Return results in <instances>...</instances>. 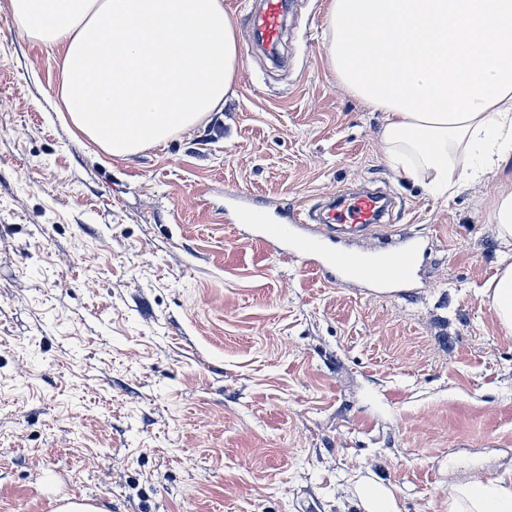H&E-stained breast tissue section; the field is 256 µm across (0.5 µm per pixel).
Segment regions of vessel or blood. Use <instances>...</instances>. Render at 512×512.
Segmentation results:
<instances>
[{
	"label": "vessel or blood",
	"mask_w": 512,
	"mask_h": 512,
	"mask_svg": "<svg viewBox=\"0 0 512 512\" xmlns=\"http://www.w3.org/2000/svg\"><path fill=\"white\" fill-rule=\"evenodd\" d=\"M282 0H264L263 9L253 18L252 25L267 45L280 40ZM228 208L253 223L262 238L281 246L286 254L302 259H317L323 274L341 282H359L369 286L391 287L410 281L416 274L419 250L404 244L385 255H372L362 251L337 252L331 238L318 233L303 216L291 210L269 215L244 195L228 197ZM384 212L381 197L363 191L336 196L330 207L320 212L322 226L347 227L366 230L378 227Z\"/></svg>",
	"instance_id": "1"
}]
</instances>
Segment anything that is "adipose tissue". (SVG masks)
Returning a JSON list of instances; mask_svg holds the SVG:
<instances>
[{
	"mask_svg": "<svg viewBox=\"0 0 512 512\" xmlns=\"http://www.w3.org/2000/svg\"><path fill=\"white\" fill-rule=\"evenodd\" d=\"M34 43L62 47L59 97L75 129L124 157L195 126L232 92L242 54L224 0H10ZM324 49L342 83L386 113L387 160L436 195L512 164V0H330ZM472 158L467 168L459 160ZM482 293L512 334V192ZM359 512H401L359 475ZM448 512H512V475L448 485Z\"/></svg>",
	"mask_w": 512,
	"mask_h": 512,
	"instance_id": "1",
	"label": "adipose tissue"
}]
</instances>
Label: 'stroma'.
Returning a JSON list of instances; mask_svg holds the SVG:
<instances>
[{"label": "stroma", "mask_w": 512, "mask_h": 512, "mask_svg": "<svg viewBox=\"0 0 512 512\" xmlns=\"http://www.w3.org/2000/svg\"><path fill=\"white\" fill-rule=\"evenodd\" d=\"M328 3L292 0L279 65L258 0H224L243 64L222 110L110 157L62 117L61 50L0 0V512H355L359 469L448 512L449 480L512 472V335L481 295L512 166L448 199L395 170L325 53ZM360 184L398 197L397 237L336 245L416 241L401 295L223 220L230 191L305 212Z\"/></svg>", "instance_id": "obj_1"}]
</instances>
